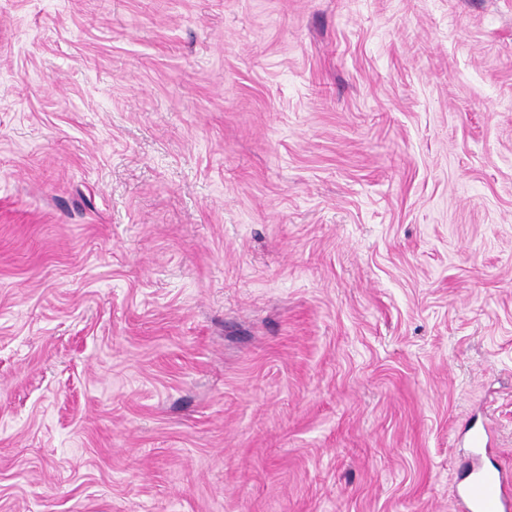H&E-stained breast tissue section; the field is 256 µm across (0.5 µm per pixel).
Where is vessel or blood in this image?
Here are the masks:
<instances>
[{
  "label": "vessel or blood",
  "mask_w": 512,
  "mask_h": 512,
  "mask_svg": "<svg viewBox=\"0 0 512 512\" xmlns=\"http://www.w3.org/2000/svg\"><path fill=\"white\" fill-rule=\"evenodd\" d=\"M459 502L461 512H512V480L498 469H470Z\"/></svg>",
  "instance_id": "vessel-or-blood-1"
}]
</instances>
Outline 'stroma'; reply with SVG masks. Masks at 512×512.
Returning a JSON list of instances; mask_svg holds the SVG:
<instances>
[{
    "label": "stroma",
    "instance_id": "obj_1",
    "mask_svg": "<svg viewBox=\"0 0 512 512\" xmlns=\"http://www.w3.org/2000/svg\"><path fill=\"white\" fill-rule=\"evenodd\" d=\"M512 472V0H0V512H457ZM458 497L462 512H510L512 481L499 469L472 468Z\"/></svg>",
    "mask_w": 512,
    "mask_h": 512
}]
</instances>
